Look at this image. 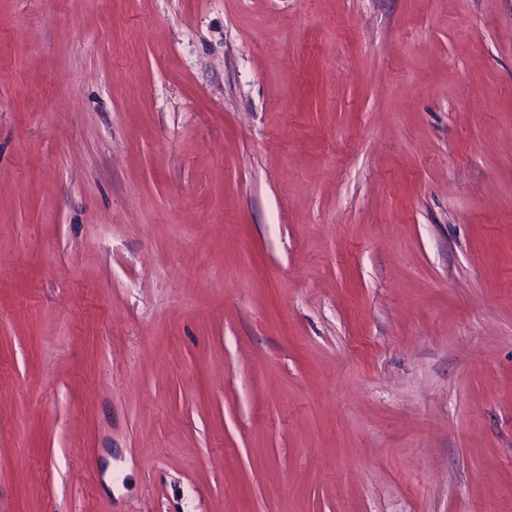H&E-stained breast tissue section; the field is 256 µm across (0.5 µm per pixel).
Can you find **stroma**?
I'll return each mask as SVG.
<instances>
[{
  "instance_id": "1",
  "label": "stroma",
  "mask_w": 512,
  "mask_h": 512,
  "mask_svg": "<svg viewBox=\"0 0 512 512\" xmlns=\"http://www.w3.org/2000/svg\"><path fill=\"white\" fill-rule=\"evenodd\" d=\"M0 512H512V0H0Z\"/></svg>"
}]
</instances>
